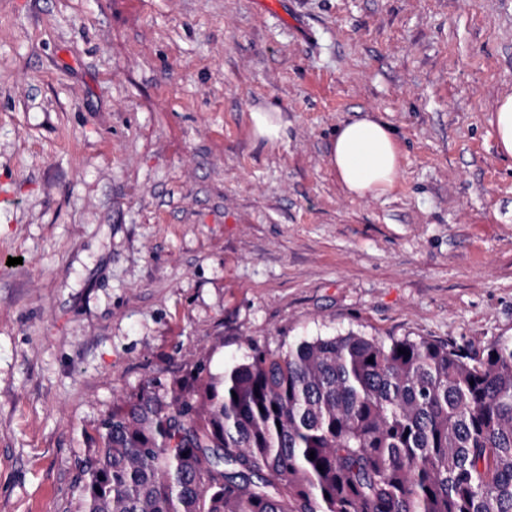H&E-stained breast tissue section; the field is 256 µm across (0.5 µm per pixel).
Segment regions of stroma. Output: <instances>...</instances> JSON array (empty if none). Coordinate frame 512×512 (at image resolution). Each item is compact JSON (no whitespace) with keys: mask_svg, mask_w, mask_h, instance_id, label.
Returning <instances> with one entry per match:
<instances>
[{"mask_svg":"<svg viewBox=\"0 0 512 512\" xmlns=\"http://www.w3.org/2000/svg\"><path fill=\"white\" fill-rule=\"evenodd\" d=\"M280 2L0 0V512H75L85 432L200 356L512 338V0ZM369 112L402 171L354 198ZM499 151L503 157L512 158V95L503 98L494 112ZM280 109L276 106L260 108L252 112L254 135L265 144L280 141L285 134L286 124L280 117ZM328 161L347 193L357 198L385 194L401 174L396 138L378 116L341 123L330 142Z\"/></svg>","mask_w":512,"mask_h":512,"instance_id":"1","label":"stroma"}]
</instances>
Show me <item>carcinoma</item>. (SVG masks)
<instances>
[{"label": "carcinoma", "mask_w": 512, "mask_h": 512, "mask_svg": "<svg viewBox=\"0 0 512 512\" xmlns=\"http://www.w3.org/2000/svg\"><path fill=\"white\" fill-rule=\"evenodd\" d=\"M248 347L112 405L77 512H512V340Z\"/></svg>", "instance_id": "cac0c4a2"}]
</instances>
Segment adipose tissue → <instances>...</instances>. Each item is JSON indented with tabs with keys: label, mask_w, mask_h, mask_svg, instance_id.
Instances as JSON below:
<instances>
[{
	"label": "adipose tissue",
	"mask_w": 512,
	"mask_h": 512,
	"mask_svg": "<svg viewBox=\"0 0 512 512\" xmlns=\"http://www.w3.org/2000/svg\"><path fill=\"white\" fill-rule=\"evenodd\" d=\"M328 161L347 193L357 198L385 194L401 174L394 133L377 116L341 123L330 142Z\"/></svg>",
	"instance_id": "adipose-tissue-1"
}]
</instances>
